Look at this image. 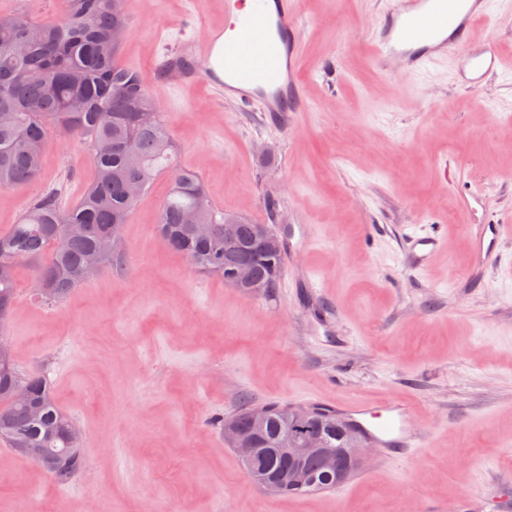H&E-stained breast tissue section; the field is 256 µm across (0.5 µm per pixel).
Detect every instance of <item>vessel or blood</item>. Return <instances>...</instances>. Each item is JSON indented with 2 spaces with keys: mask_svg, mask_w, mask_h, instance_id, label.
Masks as SVG:
<instances>
[{
  "mask_svg": "<svg viewBox=\"0 0 512 512\" xmlns=\"http://www.w3.org/2000/svg\"><path fill=\"white\" fill-rule=\"evenodd\" d=\"M393 9L368 38L369 63L381 76L400 71L408 76L445 61L462 70L475 84L489 72L501 70L504 59L493 41L474 44L473 31L490 22V0H394ZM299 0H255L245 11L244 0H224V24L210 29L194 56L195 67L169 58L166 73L172 82L190 83L214 75L213 52L223 45L224 96L239 104L263 101L266 111L281 114L303 109L304 79L300 70ZM512 232L505 224L481 225L475 234L473 257L481 264L497 258L496 245ZM407 260L425 268L442 247L440 234L411 235ZM337 416L358 426L370 447L390 459L413 457L424 448L410 408L396 399L373 406L360 401L338 404Z\"/></svg>",
  "mask_w": 512,
  "mask_h": 512,
  "instance_id": "b4317fda",
  "label": "vessel or blood"
}]
</instances>
